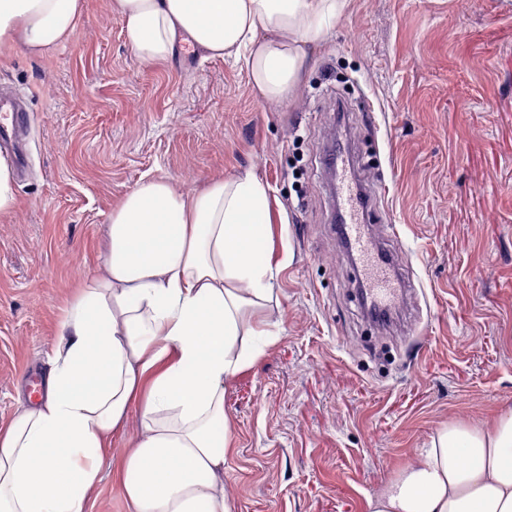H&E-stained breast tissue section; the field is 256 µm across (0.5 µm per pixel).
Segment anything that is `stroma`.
Here are the masks:
<instances>
[{
  "label": "stroma",
  "mask_w": 512,
  "mask_h": 512,
  "mask_svg": "<svg viewBox=\"0 0 512 512\" xmlns=\"http://www.w3.org/2000/svg\"><path fill=\"white\" fill-rule=\"evenodd\" d=\"M16 92L31 123L0 216V428L42 381L121 198L146 177L192 191L247 173L280 267L268 344L224 392L232 512H365L442 426L512 409V0H349L281 105L241 60L187 46L142 63L108 0H85L64 45L0 52V97ZM344 97L384 217L370 231L397 227L412 291L387 333L330 228Z\"/></svg>",
  "instance_id": "stroma-1"
}]
</instances>
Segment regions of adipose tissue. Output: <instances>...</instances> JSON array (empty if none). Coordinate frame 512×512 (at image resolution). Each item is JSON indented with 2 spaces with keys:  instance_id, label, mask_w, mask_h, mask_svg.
<instances>
[{
  "instance_id": "ef3b65f1",
  "label": "adipose tissue",
  "mask_w": 512,
  "mask_h": 512,
  "mask_svg": "<svg viewBox=\"0 0 512 512\" xmlns=\"http://www.w3.org/2000/svg\"><path fill=\"white\" fill-rule=\"evenodd\" d=\"M83 0H0V47L45 54L69 41ZM348 0H109L144 63L183 43L246 56L262 101L294 96L310 44ZM265 187L253 175L197 191L152 178L109 217L103 266L77 288L47 353L39 397L0 429V512H89L103 470L131 512H231L224 389L259 352L274 298ZM138 409L119 460L113 432ZM366 512H512V412L452 422Z\"/></svg>"
}]
</instances>
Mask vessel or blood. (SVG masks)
I'll list each match as a JSON object with an SVG mask.
<instances>
[{"instance_id":"vessel-or-blood-1","label":"vessel or blood","mask_w":512,"mask_h":512,"mask_svg":"<svg viewBox=\"0 0 512 512\" xmlns=\"http://www.w3.org/2000/svg\"><path fill=\"white\" fill-rule=\"evenodd\" d=\"M1 111L10 114L11 120L0 123V142L19 135L25 125V114L19 108L0 102ZM324 165L336 190L335 233L356 256L370 306L381 314H390L400 303L403 291L391 275L392 255L384 252L366 232L376 210L375 198L357 179L345 147L328 152Z\"/></svg>"}]
</instances>
